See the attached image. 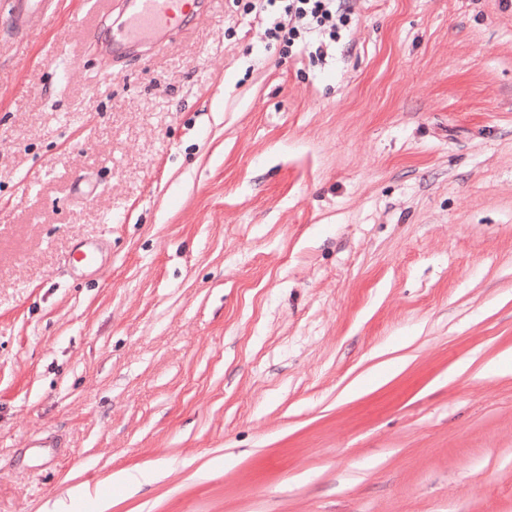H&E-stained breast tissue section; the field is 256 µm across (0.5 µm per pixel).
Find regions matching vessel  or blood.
<instances>
[{
	"mask_svg": "<svg viewBox=\"0 0 512 512\" xmlns=\"http://www.w3.org/2000/svg\"><path fill=\"white\" fill-rule=\"evenodd\" d=\"M207 0H123L122 15L105 40L113 60L151 47L170 31L181 28L187 10L203 8ZM62 0H9V26L20 35L36 20L60 10Z\"/></svg>",
	"mask_w": 512,
	"mask_h": 512,
	"instance_id": "vessel-or-blood-1",
	"label": "vessel or blood"
}]
</instances>
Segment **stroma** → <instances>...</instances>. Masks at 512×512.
<instances>
[{
    "instance_id": "1",
    "label": "stroma",
    "mask_w": 512,
    "mask_h": 512,
    "mask_svg": "<svg viewBox=\"0 0 512 512\" xmlns=\"http://www.w3.org/2000/svg\"><path fill=\"white\" fill-rule=\"evenodd\" d=\"M350 4L0 0V512H512V10ZM9 26L19 36L28 30L36 20L60 10L61 0H10ZM207 0H124L122 16L105 39L113 61L131 52L152 47L170 31L181 28L186 11L203 8ZM244 14L270 16L265 28L267 40L287 47L306 44L311 34H317L318 45L314 54L325 60L328 49H338L344 36L354 25L353 11L348 0H235ZM279 2V5H276ZM275 9H272L274 8Z\"/></svg>"
}]
</instances>
